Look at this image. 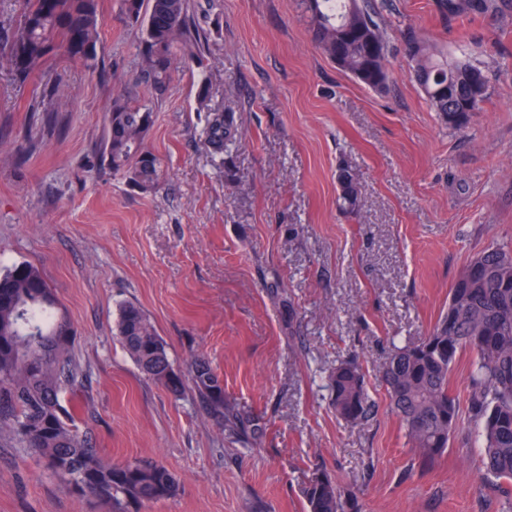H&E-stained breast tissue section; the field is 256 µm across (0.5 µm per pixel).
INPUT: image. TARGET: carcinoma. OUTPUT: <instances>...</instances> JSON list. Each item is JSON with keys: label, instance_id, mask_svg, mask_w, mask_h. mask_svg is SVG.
Segmentation results:
<instances>
[{"label": "carcinoma", "instance_id": "carcinoma-1", "mask_svg": "<svg viewBox=\"0 0 512 512\" xmlns=\"http://www.w3.org/2000/svg\"><path fill=\"white\" fill-rule=\"evenodd\" d=\"M315 45L340 69L363 85L383 91L391 79L385 29L367 0H301ZM448 14L461 17L496 9L494 0H443ZM124 22L137 28L145 44L137 80L162 89L181 57L192 58L188 0H121ZM103 19L98 0H22L19 24L6 37L7 60L26 82L50 53L61 50L96 67ZM414 79L432 109L457 127L489 97L485 72L450 59L429 43L409 37L405 46ZM153 125L149 105L117 94L104 135L103 165L124 173L143 190L154 188L162 162L146 145ZM204 135L217 153L224 147V113L214 112ZM340 205L356 211L357 181L346 166L336 171ZM56 300L42 271L31 263L0 269V427L31 449L65 490L109 504L112 512L177 495L179 482L163 464L136 459L114 465L102 456L91 435L79 431L75 399L87 377L68 353L70 323L55 313ZM118 339L149 379L173 391L183 386L155 325L137 304L119 310ZM470 349L474 390L471 410L483 420L481 462L497 479L512 481V248L493 246L474 256L450 291L448 309L428 336L395 347L383 380L405 434L431 464L448 448L460 408L448 374L460 353ZM188 380L224 435L240 443L257 442L263 428L254 417L224 398V386L209 363L193 357ZM336 413L351 424L371 415L363 374L353 362L339 364L330 376ZM308 512H350L348 500L331 476L314 474L306 490Z\"/></svg>", "mask_w": 512, "mask_h": 512}]
</instances>
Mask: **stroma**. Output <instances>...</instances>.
<instances>
[{
    "mask_svg": "<svg viewBox=\"0 0 512 512\" xmlns=\"http://www.w3.org/2000/svg\"><path fill=\"white\" fill-rule=\"evenodd\" d=\"M98 2V70L50 56L21 84L0 57V268L39 267L74 330L88 376L79 428L112 462L154 459L179 479L176 497L139 512H307L318 470L351 512H512V486L481 465L473 354L448 376L460 421L427 467L382 379L469 260L512 246V0L465 20L441 0H370L391 41L383 92L316 48L296 0H188L200 58L164 92L134 89L154 111L147 144L164 176L152 190L102 164L115 82L138 72L143 45L120 0ZM412 35L486 67L490 95L462 126L411 80ZM212 112L232 130L220 156L203 134ZM341 166L358 182L353 212L336 201ZM127 302L178 374L190 355L209 361L225 398L259 417L260 442L228 444L191 385L175 393L141 373L116 335ZM349 358L376 405L357 426L331 405L329 375ZM0 512L108 506L67 493L4 435Z\"/></svg>",
    "mask_w": 512,
    "mask_h": 512,
    "instance_id": "35a3bbf8",
    "label": "stroma"
}]
</instances>
